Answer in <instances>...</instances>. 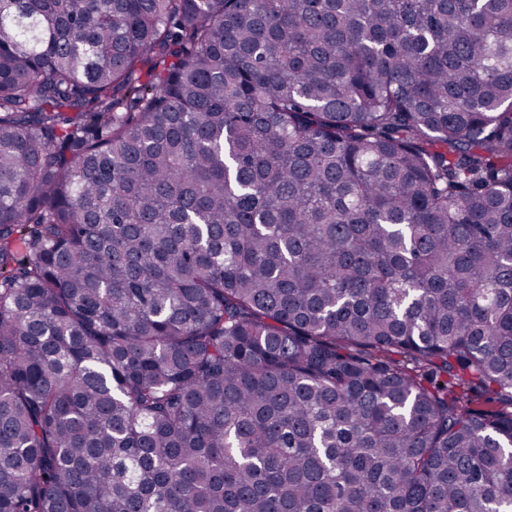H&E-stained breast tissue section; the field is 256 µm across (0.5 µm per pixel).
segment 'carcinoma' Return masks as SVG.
<instances>
[{"instance_id": "obj_1", "label": "carcinoma", "mask_w": 512, "mask_h": 512, "mask_svg": "<svg viewBox=\"0 0 512 512\" xmlns=\"http://www.w3.org/2000/svg\"><path fill=\"white\" fill-rule=\"evenodd\" d=\"M0 512H512V0H0Z\"/></svg>"}]
</instances>
